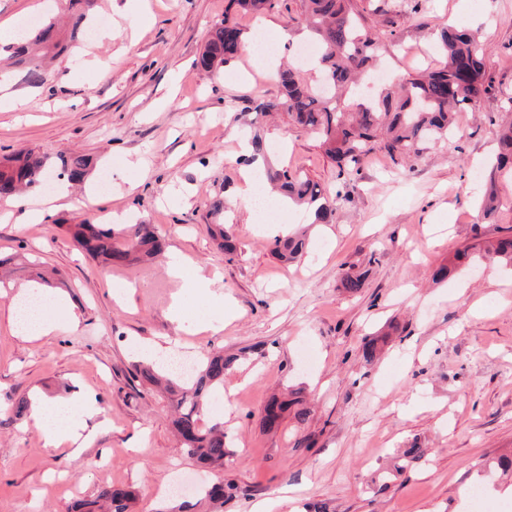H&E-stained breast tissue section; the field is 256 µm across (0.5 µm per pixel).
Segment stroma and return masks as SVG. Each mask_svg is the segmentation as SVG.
<instances>
[{"mask_svg": "<svg viewBox=\"0 0 512 512\" xmlns=\"http://www.w3.org/2000/svg\"><path fill=\"white\" fill-rule=\"evenodd\" d=\"M225 5L96 0V37L58 58L44 86H30L17 70L0 82V99L22 101L18 110L0 109V157L28 148L94 162L84 183L68 187L84 207L57 208L39 223L18 208L0 219V255L20 260L0 288V512H67L107 483L133 486V512H159L178 473L182 500L196 501V483L215 477L184 454L167 397L135 376L139 345L168 340L187 360L237 357L218 408L230 447L224 476L238 487L224 512L261 504L269 512H469L476 484L483 512H512V498L498 494L505 479L491 465L512 449V265L485 260L433 279L456 250L512 232L511 181L499 185L495 221L471 203L481 191L475 175L512 119V0H426L399 21L382 53L394 78L433 66L437 34L454 24L481 31L494 92L458 114L460 137L421 145L398 169L373 153L346 184L287 112L250 108L280 97L275 68L311 41L300 0L261 18L237 17L251 35L291 33L270 63L242 52L207 71L196 60ZM57 14L55 0H0V22L15 27ZM256 133L274 167L302 170L335 199L332 223L281 207L270 189L264 216L241 204L240 147ZM105 169L112 188L102 192ZM218 200L224 212L214 211ZM115 214L156 225L165 257L111 269L63 230ZM227 217L240 245L231 261L207 231ZM277 224L308 232L294 262L271 253ZM184 259L222 277V329L194 332L211 308L202 292L186 297L182 320L172 317L181 283L169 269ZM359 273L364 286L349 293L342 279ZM43 277L67 298L55 313L61 327L39 340L19 337L8 319L12 297ZM372 340L380 352L369 364L362 349ZM291 389L302 391L309 419L288 416L266 429L265 402ZM78 393L96 401L107 423L87 420L95 439L77 457L47 446L30 417L13 414L23 395L55 403ZM414 442L425 458L379 490L396 449Z\"/></svg>", "mask_w": 512, "mask_h": 512, "instance_id": "stroma-1", "label": "stroma"}]
</instances>
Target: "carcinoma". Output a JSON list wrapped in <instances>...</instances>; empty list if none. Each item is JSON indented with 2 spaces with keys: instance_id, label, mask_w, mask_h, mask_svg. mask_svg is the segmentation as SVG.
<instances>
[{
  "instance_id": "obj_1",
  "label": "carcinoma",
  "mask_w": 512,
  "mask_h": 512,
  "mask_svg": "<svg viewBox=\"0 0 512 512\" xmlns=\"http://www.w3.org/2000/svg\"><path fill=\"white\" fill-rule=\"evenodd\" d=\"M72 11L70 38L76 40L86 25L87 12L94 0H63ZM283 0H228L224 21L210 31L197 64L207 70L228 62L244 46V30L235 20L237 13L271 12ZM302 22L318 36L321 53V80L307 81L294 67L279 69L273 79L282 88V99L261 101L255 112H273L284 108L290 120L307 130L336 163L338 178H347L358 170L365 155L380 150L400 167L411 155L418 153L425 142L446 141L458 134L453 114L472 107L491 94L492 84L485 72L484 51L472 32L449 26L441 33L440 66L418 78H407L391 91L370 101H358L353 90L369 71L379 50L394 35L397 20L408 12H418L419 0H391L392 16L386 25H366L359 0H301ZM54 22L42 27L33 37L16 40L10 51V66L25 72L33 87L45 85L50 73L43 65L54 59L64 45L51 38ZM48 155L25 151L0 161V197L8 198L41 185L47 171ZM91 165L83 154L61 156L56 162L59 176L68 181H81ZM512 178V121L503 127L498 138L495 162L484 171L480 197L483 216L493 220L501 208L499 181ZM268 183L276 184L288 199L314 210L315 223L330 224L335 214L330 201L318 184L296 170L265 169ZM76 243L90 256L110 266L127 264L135 258L152 259L166 251L167 243L153 224H61ZM211 234L228 260L238 254V240L230 224H214ZM306 239L296 235L278 236L272 252L286 261L301 254ZM496 258L512 264V238L502 237L483 246L466 248L454 254L437 276L448 278L466 260L474 263L483 258ZM237 360L234 355L208 354L199 359L193 376L184 380L155 368L149 363L138 365L139 375L149 384L165 383L174 406L173 426L180 446L188 457L205 469L224 468L229 454L225 446L224 420L208 419L209 400L224 389V372ZM305 422L310 408L303 405L300 392L288 399L270 397L263 407L264 424L278 427L288 411ZM426 449L414 443L394 454V464L382 477L379 489L388 487L395 477L419 463ZM237 489L233 481L206 485L201 489L207 512H223L224 497ZM134 491L126 485L102 487L91 499L76 501L71 512H131Z\"/></svg>"
}]
</instances>
